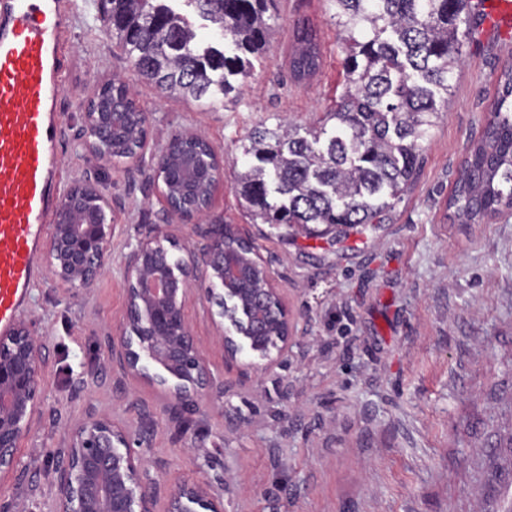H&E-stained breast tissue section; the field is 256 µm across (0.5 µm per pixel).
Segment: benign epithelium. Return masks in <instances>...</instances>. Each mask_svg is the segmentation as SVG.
<instances>
[{"label": "benign epithelium", "mask_w": 512, "mask_h": 512, "mask_svg": "<svg viewBox=\"0 0 512 512\" xmlns=\"http://www.w3.org/2000/svg\"><path fill=\"white\" fill-rule=\"evenodd\" d=\"M84 145L98 161L112 155V113H84ZM174 135L154 164L155 179L179 142ZM110 196L98 182L76 180L62 196L49 225L46 258L54 285L86 293L109 270L115 225L108 218ZM200 212H174L189 224L192 245L176 256L161 241L169 225L154 224L125 256L127 309L107 337L103 361L127 377L145 379L160 391L167 408L199 412L214 383L193 338L186 306L193 286L206 283L207 300L222 323L217 340L224 361L251 381L281 366L292 353L288 304L256 247L231 224H198ZM43 337L29 320H18L0 336V479L14 468L15 448L37 410L46 368ZM144 440L92 411L70 429L56 466L54 512H156L160 484L149 477L140 448ZM166 512H224L209 483H178Z\"/></svg>", "instance_id": "7a95c632"}]
</instances>
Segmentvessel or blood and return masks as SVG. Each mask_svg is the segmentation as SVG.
<instances>
[{
	"instance_id": "vessel-or-blood-1",
	"label": "vessel or blood",
	"mask_w": 512,
	"mask_h": 512,
	"mask_svg": "<svg viewBox=\"0 0 512 512\" xmlns=\"http://www.w3.org/2000/svg\"><path fill=\"white\" fill-rule=\"evenodd\" d=\"M71 0H0V327L23 311L59 199L57 107Z\"/></svg>"
}]
</instances>
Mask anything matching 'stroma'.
I'll list each match as a JSON object with an SVG mask.
<instances>
[{
  "label": "stroma",
  "mask_w": 512,
  "mask_h": 512,
  "mask_svg": "<svg viewBox=\"0 0 512 512\" xmlns=\"http://www.w3.org/2000/svg\"><path fill=\"white\" fill-rule=\"evenodd\" d=\"M73 2L59 187L90 174L104 183L116 224L112 266L75 298L39 271L22 316L46 343L42 404L13 474L0 480V506L52 512L69 428L106 411L148 433L146 466L162 488L223 476L224 512H492L497 475L512 473V209L469 221L449 201L465 146L481 136L512 66V41L478 37L471 17L447 116L402 199L376 224L309 238L251 223L234 186L254 127L305 128L334 108L343 68L330 0H275L278 30L251 77L209 106L143 81L106 38L95 0ZM299 23L320 50L318 70L302 81L288 66ZM116 75L149 114L148 146L103 166L84 147L81 114ZM184 131L221 150L208 221L235 225L257 246L292 311L296 344L281 367L240 385L216 340L217 308L196 291L187 315L216 388L202 412L179 420L153 385L103 368L100 355L126 311L125 255L148 225L171 221L152 168Z\"/></svg>",
  "instance_id": "35a3bbf8"
}]
</instances>
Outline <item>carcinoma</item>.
<instances>
[{
	"label": "carcinoma",
	"mask_w": 512,
	"mask_h": 512,
	"mask_svg": "<svg viewBox=\"0 0 512 512\" xmlns=\"http://www.w3.org/2000/svg\"><path fill=\"white\" fill-rule=\"evenodd\" d=\"M138 74L169 96L213 104L251 75L250 56L274 33L273 0H185L208 29L234 47L226 54L202 37L170 0H100ZM344 52L336 108L302 135L261 124L247 136L246 170L236 191L254 221L288 224L304 234L326 224H370L387 199L405 191L430 130L443 119L450 79L462 62L466 0H330ZM289 68L304 80L319 68L312 31L294 30ZM90 112H122L112 152L143 147L141 108L120 79L104 84ZM473 219L512 208V67L497 91L492 118L467 148L451 199Z\"/></svg>",
	"instance_id": "obj_1"
}]
</instances>
